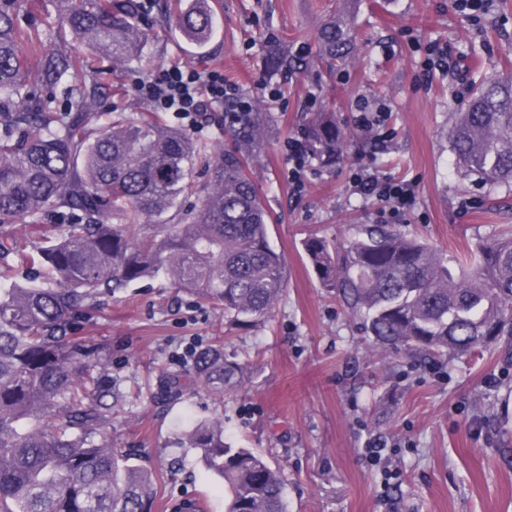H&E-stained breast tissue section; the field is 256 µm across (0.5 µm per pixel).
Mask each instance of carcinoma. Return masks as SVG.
I'll list each match as a JSON object with an SVG mask.
<instances>
[{
  "label": "carcinoma",
  "instance_id": "cac0c4a2",
  "mask_svg": "<svg viewBox=\"0 0 512 512\" xmlns=\"http://www.w3.org/2000/svg\"><path fill=\"white\" fill-rule=\"evenodd\" d=\"M61 27L84 47L59 46L43 57L41 84L70 86L65 112L29 90L14 0H0V227L34 226L27 248L0 230V512H152V472L134 451L102 436L120 392L109 378L103 344L73 335L97 297L166 275L234 320L270 314L285 288L270 244L268 215L251 166L259 161V112L224 105L233 147L213 157L206 142L139 111H114L100 127L101 95L112 72L107 58L131 62L145 44L136 0H52ZM196 49L215 30L209 0L168 9ZM322 59L346 64L350 19L339 2L319 34ZM461 169L492 186L512 185V72L487 77L448 133ZM346 134L330 112L303 129L307 157L336 162ZM204 166L208 180H196ZM189 195L199 204L172 224L163 215ZM67 211L75 220L50 224ZM152 220L167 228L140 235ZM325 288H336L382 352L453 358L512 336V237L463 254L459 272L445 254L397 230L365 226L342 248L314 234L302 241ZM244 367L224 349L198 351L188 376L214 397L242 382ZM203 467L224 481L226 512H288L282 473L248 448L224 440V421L192 422L183 433Z\"/></svg>",
  "mask_w": 512,
  "mask_h": 512
}]
</instances>
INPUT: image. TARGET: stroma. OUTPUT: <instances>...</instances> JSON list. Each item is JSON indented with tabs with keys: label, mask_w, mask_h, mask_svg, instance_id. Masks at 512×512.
<instances>
[{
	"label": "stroma",
	"mask_w": 512,
	"mask_h": 512,
	"mask_svg": "<svg viewBox=\"0 0 512 512\" xmlns=\"http://www.w3.org/2000/svg\"><path fill=\"white\" fill-rule=\"evenodd\" d=\"M221 28L205 54L186 44L159 8L141 14L147 47L117 65L106 105L171 111L138 95L137 84L184 63L219 69L254 111L263 113L260 160L252 178L271 216L269 239L283 258L286 285L272 313L233 323L211 305L180 293L164 275L99 299L82 336L104 344L122 398L108 433L116 448H135L158 485L152 512H174L194 499L203 512H224V490L181 444L188 423L218 418L233 447L262 454L282 470L288 512H512V353L499 343L451 361L385 356L345 310L338 292L321 288L302 250L311 233L345 244L364 225H388L455 255L512 225V190L465 174L448 128L481 72L512 63V0H493L477 25L452 0H356L354 56L329 68L317 32L336 0H210ZM18 23L42 34L23 42L30 69L57 43L51 0H16ZM446 42L451 71L427 70L418 42ZM284 53L294 65L275 77L265 58ZM279 89L269 99L267 88ZM364 101L389 112L387 144L347 142L325 167L307 160L305 189L294 194L288 144L309 112H332L355 133L353 107ZM411 186L412 209L355 193L352 168ZM190 342L223 345L247 366L239 389L215 399L204 387L168 393L182 373ZM382 445V464L365 452ZM397 475L385 489L382 465Z\"/></svg>",
	"instance_id": "stroma-1"
}]
</instances>
